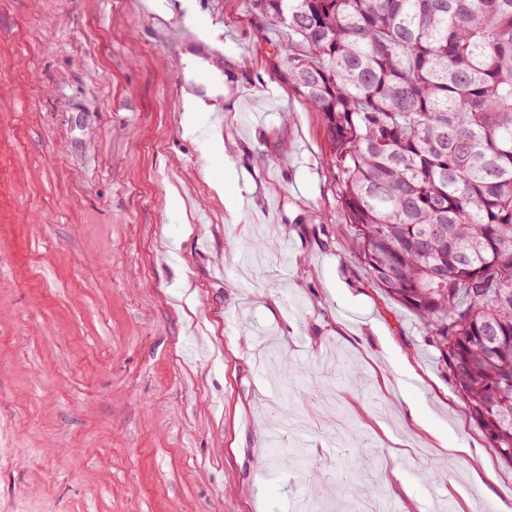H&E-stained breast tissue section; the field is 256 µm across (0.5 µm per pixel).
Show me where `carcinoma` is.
I'll use <instances>...</instances> for the list:
<instances>
[{
  "mask_svg": "<svg viewBox=\"0 0 512 512\" xmlns=\"http://www.w3.org/2000/svg\"><path fill=\"white\" fill-rule=\"evenodd\" d=\"M324 116L358 262L512 466V0H252Z\"/></svg>",
  "mask_w": 512,
  "mask_h": 512,
  "instance_id": "1",
  "label": "carcinoma"
}]
</instances>
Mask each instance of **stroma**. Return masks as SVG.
<instances>
[{
    "label": "stroma",
    "instance_id": "1",
    "mask_svg": "<svg viewBox=\"0 0 512 512\" xmlns=\"http://www.w3.org/2000/svg\"><path fill=\"white\" fill-rule=\"evenodd\" d=\"M328 152L252 0H0V512H512Z\"/></svg>",
    "mask_w": 512,
    "mask_h": 512
}]
</instances>
